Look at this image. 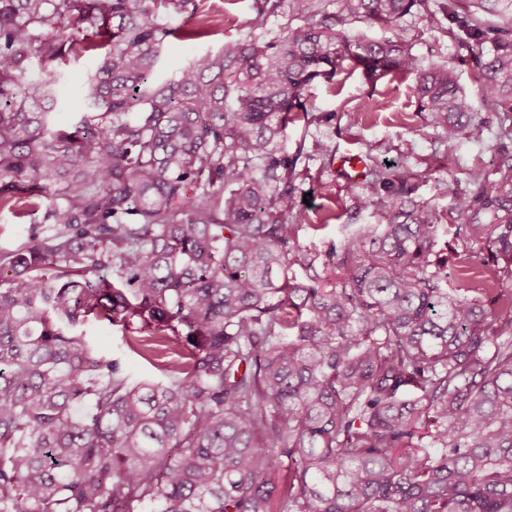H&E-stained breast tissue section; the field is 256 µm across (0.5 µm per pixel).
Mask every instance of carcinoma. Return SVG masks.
I'll list each match as a JSON object with an SVG mask.
<instances>
[{
	"label": "carcinoma",
	"mask_w": 512,
	"mask_h": 512,
	"mask_svg": "<svg viewBox=\"0 0 512 512\" xmlns=\"http://www.w3.org/2000/svg\"><path fill=\"white\" fill-rule=\"evenodd\" d=\"M469 2L452 14L491 45L480 101L503 119L443 275L405 169L374 180L377 223L301 248L284 138L346 61L416 75L457 138L472 101L404 37L429 0H335L332 27L289 0L280 42L171 75L157 19L199 0H0V212L31 218L0 246V512H512V33ZM278 7L253 0V24ZM357 22L393 36L350 39ZM86 56V109L60 123L61 68ZM92 320L153 331L144 357L175 343L171 382L132 380L76 332Z\"/></svg>",
	"instance_id": "carcinoma-1"
}]
</instances>
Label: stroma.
I'll return each instance as SVG.
<instances>
[{"label":"stroma","mask_w":512,"mask_h":512,"mask_svg":"<svg viewBox=\"0 0 512 512\" xmlns=\"http://www.w3.org/2000/svg\"><path fill=\"white\" fill-rule=\"evenodd\" d=\"M448 0H430L429 14L407 18L406 39L422 62L443 60L460 72V84L469 98L480 90L474 53L457 23L448 16ZM201 12L212 20V34L201 40L168 38L162 67L175 72L196 54L218 50L252 34V0H202ZM94 66L90 58L67 65L58 88L56 118L65 122L80 111L77 93ZM415 78L392 73L370 82L361 71H343L333 80L314 82L305 92L307 108L315 120L290 125L289 149H301L296 181V208L305 224L298 242L311 249H325L339 239L343 225L374 223L373 207L365 206L372 196V178L386 167L415 173L431 171L432 178L417 191L418 201L447 215L455 197L470 193L476 171L492 170L497 156L496 132L500 115L483 107L471 113L467 130L455 140H446L441 130L430 126L419 109ZM376 99L379 107L360 124L351 121L364 98ZM329 156H322V149ZM86 337L102 353L120 356L135 379H160L161 360L168 349L147 360L128 348L121 328L93 323Z\"/></svg>","instance_id":"stroma-1"}]
</instances>
